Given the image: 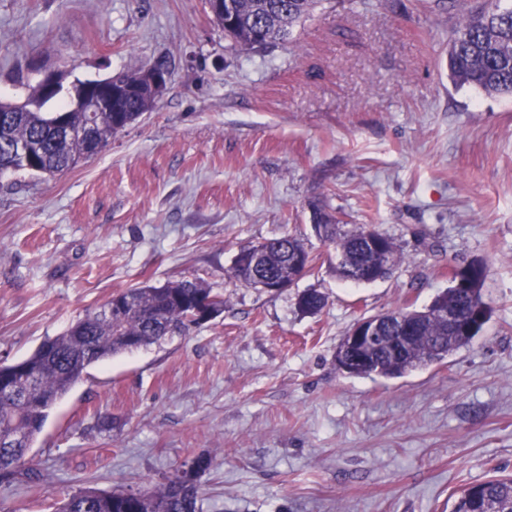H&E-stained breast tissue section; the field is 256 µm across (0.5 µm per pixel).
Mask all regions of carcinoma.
Returning <instances> with one entry per match:
<instances>
[{
    "label": "carcinoma",
    "mask_w": 512,
    "mask_h": 512,
    "mask_svg": "<svg viewBox=\"0 0 512 512\" xmlns=\"http://www.w3.org/2000/svg\"><path fill=\"white\" fill-rule=\"evenodd\" d=\"M318 0H224L225 35L245 49H267L289 39L293 30L311 18ZM448 13L457 17L448 49L449 79L456 87H475L488 94L512 95V0H448ZM58 93L43 84L32 88L21 111L12 113L8 127L0 130V163L19 171L31 167L41 176L54 177L74 169L90 155L92 147L105 148L112 136L154 109L155 99L143 90L127 96L124 112H81L63 105L44 112ZM30 141L38 145L24 164L12 156L14 145ZM317 235L336 249V277L344 282L367 283L361 267H382L376 253L359 246L370 227L361 225L340 232L339 225L321 212ZM263 251L253 270L247 258ZM307 255L305 244L293 235L266 239L239 251L230 277L241 286L254 283V274L277 279H297L302 269L291 263L294 254ZM470 287L463 292L448 288L419 311L420 323L406 343L388 332L370 354L349 366L350 376L400 377L410 370L439 363L468 347L474 337L450 330L439 312L453 303L467 309L483 306L482 286L486 269L468 268ZM209 301L211 318L224 313V297L204 283L184 279L161 286L127 288L112 295L97 310L75 320L63 333L46 338L26 359L0 365V482L31 479L28 452L33 447L50 411L80 380L91 365L150 346L167 336H187L201 326L190 310ZM298 309L316 314L325 296L309 288L298 294ZM192 477L177 471L163 483L143 491L103 492L85 488L68 495L59 512H199L200 477L211 467L207 456L195 458ZM451 512H512V477H492L464 487Z\"/></svg>",
    "instance_id": "obj_1"
}]
</instances>
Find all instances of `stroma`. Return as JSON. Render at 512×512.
<instances>
[{
	"label": "stroma",
	"instance_id": "1",
	"mask_svg": "<svg viewBox=\"0 0 512 512\" xmlns=\"http://www.w3.org/2000/svg\"><path fill=\"white\" fill-rule=\"evenodd\" d=\"M455 24L434 0H323L288 42L247 50L205 0H0V99L25 102L50 72L169 74L90 162L0 175V361L125 288L187 279L224 297L190 335L89 368L0 512L142 489L199 455L201 512H451L468 484L512 475V96L450 83ZM316 205L403 261L340 281ZM285 233L311 275L279 293L230 282L240 249ZM470 263L492 309L470 346L397 378L337 370L355 322L422 309ZM308 288L327 298L314 316L296 307Z\"/></svg>",
	"mask_w": 512,
	"mask_h": 512
}]
</instances>
